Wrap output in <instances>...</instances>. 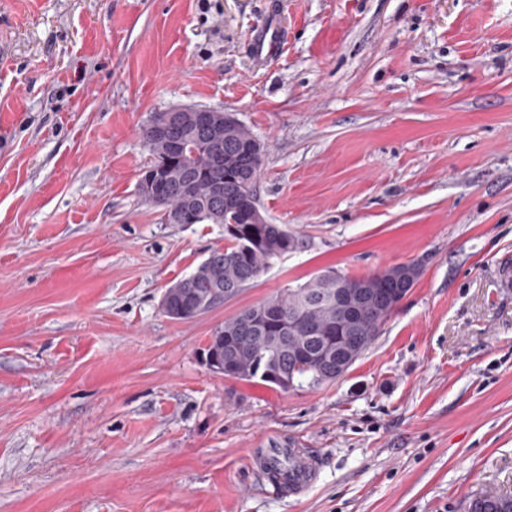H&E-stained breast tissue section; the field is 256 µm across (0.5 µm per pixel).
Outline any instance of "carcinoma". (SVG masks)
Listing matches in <instances>:
<instances>
[{
  "instance_id": "1",
  "label": "carcinoma",
  "mask_w": 512,
  "mask_h": 512,
  "mask_svg": "<svg viewBox=\"0 0 512 512\" xmlns=\"http://www.w3.org/2000/svg\"><path fill=\"white\" fill-rule=\"evenodd\" d=\"M163 128L145 126L142 142L150 156L149 168L165 167L150 189H138L146 203L160 199L170 224H222V249L211 251L196 269L176 281L167 317L186 321L197 309H213V302L228 288L241 291L256 282L282 256L303 247V239L283 224H258L253 219L251 197L261 176L264 149L260 139L245 124L224 123V113H210L209 124L191 121L188 113H162ZM224 128L222 154L209 146L208 125ZM221 190L208 191L214 177ZM404 265L389 266L369 276L352 275L335 268L315 272L306 282L284 288L244 308L215 327L203 359L216 354L219 362L231 356L224 377L241 381L258 379L288 392L295 388H318L329 383L323 373L336 366V358H320L326 348L359 344L367 350L419 278L399 279ZM367 290L372 300L357 315V327L343 318L336 304V288ZM265 312V321L246 320L253 310ZM296 347L302 354L294 356ZM469 512H512V495L489 491L474 499Z\"/></svg>"
}]
</instances>
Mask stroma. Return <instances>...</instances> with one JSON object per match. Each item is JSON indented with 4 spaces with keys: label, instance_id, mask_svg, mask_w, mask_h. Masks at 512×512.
<instances>
[{
    "label": "stroma",
    "instance_id": "35a3bbf8",
    "mask_svg": "<svg viewBox=\"0 0 512 512\" xmlns=\"http://www.w3.org/2000/svg\"><path fill=\"white\" fill-rule=\"evenodd\" d=\"M281 28L274 63L254 34ZM234 113L304 239L188 321L224 245L142 201L152 113ZM422 273L349 372L224 379V319L333 267ZM512 0H0V512H468L512 494ZM320 478L281 499L249 448ZM470 512H512V495L489 491L475 498L469 505Z\"/></svg>",
    "mask_w": 512,
    "mask_h": 512
}]
</instances>
